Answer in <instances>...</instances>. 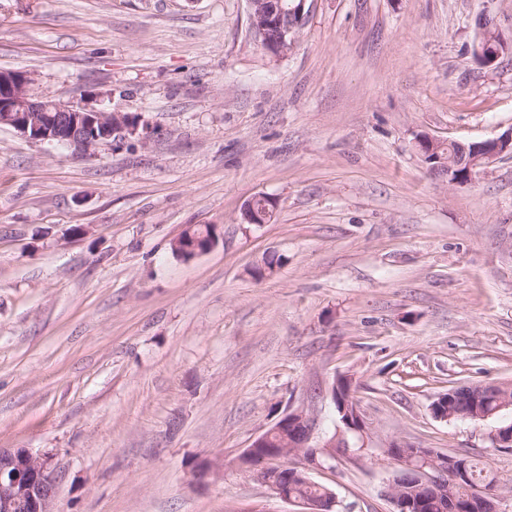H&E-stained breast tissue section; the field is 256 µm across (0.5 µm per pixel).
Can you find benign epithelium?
<instances>
[{"label":"benign epithelium","mask_w":512,"mask_h":512,"mask_svg":"<svg viewBox=\"0 0 512 512\" xmlns=\"http://www.w3.org/2000/svg\"><path fill=\"white\" fill-rule=\"evenodd\" d=\"M250 25L265 49L273 55L286 54L293 48L310 12L308 0H248ZM479 42L476 55L490 64L504 48V42L494 29L493 20L482 16L478 20ZM34 78L21 70L0 71V125L32 142L72 147L83 152L104 146L125 144L136 138L148 139L153 129L140 125L135 117L112 107V99L96 95L85 104L63 100L55 94H38L33 90ZM456 155L443 152V141L421 135L417 146L424 162L435 173L448 178V183H463L475 170L487 167L498 158L512 154V130L496 139L478 142H458ZM275 201L266 198L258 209L254 200L243 208L251 224L268 223ZM214 226L205 225L196 233L179 236L172 249L193 259L209 252L216 244ZM455 389L438 395L431 404L434 417L452 420ZM336 410L345 429L362 433L365 422L357 405L349 397H334ZM314 423L302 411L285 414L271 429L254 439L246 450L245 459L278 462L290 455L300 458L291 474L310 480V472L324 468V463L311 444ZM497 448L512 447V422L491 433ZM392 466L386 496L393 512H413L430 499L440 498L449 483L465 476L462 464L448 454L433 448H418L405 442H395L385 449ZM59 475L54 455L34 453L27 448H0V512H55ZM499 486L484 490L478 504L479 512H496ZM336 497L323 500L298 499L306 512H332Z\"/></svg>","instance_id":"7a95c632"}]
</instances>
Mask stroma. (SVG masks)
<instances>
[{"label":"stroma","mask_w":512,"mask_h":512,"mask_svg":"<svg viewBox=\"0 0 512 512\" xmlns=\"http://www.w3.org/2000/svg\"><path fill=\"white\" fill-rule=\"evenodd\" d=\"M0 69L156 129L89 155L0 128V448L54 453L56 512H304L242 455L295 409L345 434L342 376L366 429L314 475L335 512H391L396 441L481 457L512 512L492 421L430 412L512 383V157L451 185L416 144L512 129V0H314L280 57L248 0H0ZM477 25L479 42L476 55L480 61L490 64L495 61L503 50L504 42L494 29L493 20L487 15L480 17ZM187 229H194V227H189ZM197 228L199 230L195 234H193L190 230L189 235L187 237L182 234L175 239L172 243V249L176 251L179 255H181L184 259V256H187V260L193 259L199 255L209 252L216 244V240L213 235L214 226L205 225L203 227ZM191 241L192 244L188 245V242ZM205 242L204 247H199V242Z\"/></svg>","instance_id":"obj_1"}]
</instances>
